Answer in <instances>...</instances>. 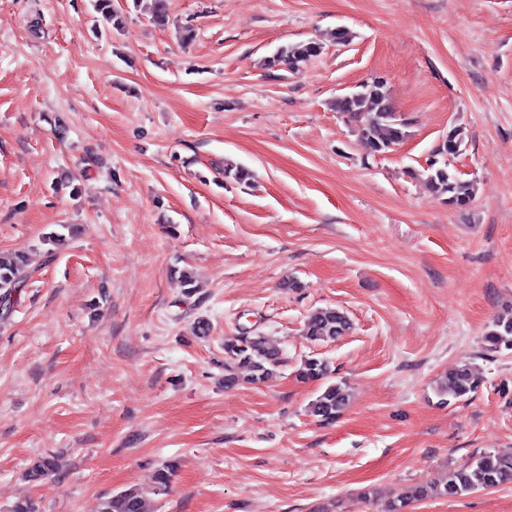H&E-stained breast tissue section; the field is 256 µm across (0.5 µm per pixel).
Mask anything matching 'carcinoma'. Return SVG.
<instances>
[{
	"instance_id": "obj_1",
	"label": "carcinoma",
	"mask_w": 512,
	"mask_h": 512,
	"mask_svg": "<svg viewBox=\"0 0 512 512\" xmlns=\"http://www.w3.org/2000/svg\"><path fill=\"white\" fill-rule=\"evenodd\" d=\"M94 10L112 28L120 31L125 25V16L116 10L113 0H92ZM148 10L153 22L164 27L169 22L167 0H149ZM324 46L315 40L289 44L279 48L265 60L269 69L286 68L298 71L304 64L320 56ZM332 107L356 123L360 140L374 154H385L408 136V124L395 112L385 79L369 78L359 89L336 97ZM463 144L462 131H448L435 151V159L425 170V187L431 196L443 200L448 206L465 209L475 199L476 183L463 180L448 170V158L459 154ZM29 275V258L24 254H0V299L7 311L16 303ZM353 322L344 310L325 307L309 314L303 326V336L311 343L333 342L348 335ZM486 349L499 351L512 349V315L499 316L487 329L483 338ZM281 350L263 335H243L224 338V387L234 388L247 383H259L268 379L283 365ZM330 365L324 358L310 356L302 360L297 376L305 381H327L326 386L310 403L308 412L317 420L332 423L347 408L349 395L342 382L330 381ZM479 379L468 364H461L448 371L447 382L440 390L455 399L462 400L476 392ZM57 470L53 459L43 458L33 465L27 477L40 480ZM512 483V456L484 452L469 463L448 470L433 486L435 494L446 498H460L481 489H489ZM429 496V490L413 486L404 489L397 499L389 502L385 512H405L411 504ZM99 512H147L139 491L127 488L106 498Z\"/></svg>"
}]
</instances>
